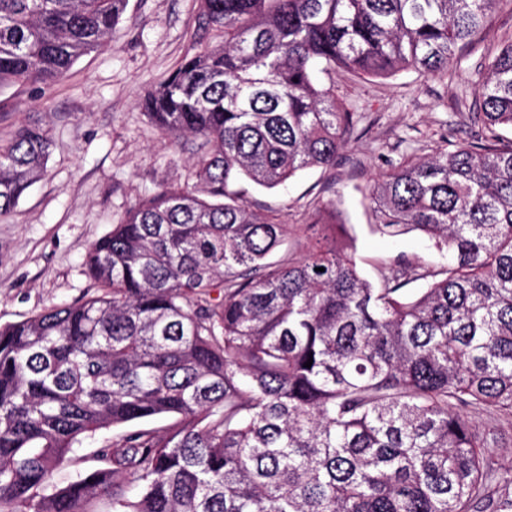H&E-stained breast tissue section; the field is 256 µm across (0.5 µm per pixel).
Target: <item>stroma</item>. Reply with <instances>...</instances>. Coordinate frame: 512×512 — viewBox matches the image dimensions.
I'll return each instance as SVG.
<instances>
[{
  "mask_svg": "<svg viewBox=\"0 0 512 512\" xmlns=\"http://www.w3.org/2000/svg\"><path fill=\"white\" fill-rule=\"evenodd\" d=\"M197 27V0H128L107 47L78 59L61 80L0 91V141L19 125L36 123L53 142L45 175L0 217L1 325L93 294L96 287L84 271L90 246L138 200L162 185L192 179L195 140L165 137L140 102L193 52ZM481 57L463 51L444 80L414 72L362 80L337 72V99L361 118L335 167L305 170L276 189L246 186L256 210L274 212L287 225L292 257L307 251L302 227L315 209L333 203L345 213L358 266L370 281L404 258L443 264L417 233L377 232L366 195L388 163L412 152L431 155L444 130L467 140L465 97L479 78ZM118 434L107 428L82 437L57 471V482L67 484L96 468V450Z\"/></svg>",
  "mask_w": 512,
  "mask_h": 512,
  "instance_id": "obj_1",
  "label": "stroma"
}]
</instances>
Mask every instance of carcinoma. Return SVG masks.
<instances>
[{"mask_svg": "<svg viewBox=\"0 0 512 512\" xmlns=\"http://www.w3.org/2000/svg\"><path fill=\"white\" fill-rule=\"evenodd\" d=\"M128 0H0V87L50 85ZM501 0H199L198 50L141 108L200 140L194 182L129 208L88 251L98 294L0 325V512H512L490 449L512 419V37ZM484 46L472 141L403 156L368 195L380 233L448 254L375 285L336 207L300 259L240 181L331 169L357 113L336 70L448 77ZM37 125L0 143V217L41 177ZM423 281L416 293L407 286ZM311 367H305L308 358ZM484 416L483 426L467 415ZM173 419L160 432L131 424ZM123 428L65 486L80 438Z\"/></svg>", "mask_w": 512, "mask_h": 512, "instance_id": "obj_1", "label": "carcinoma"}]
</instances>
